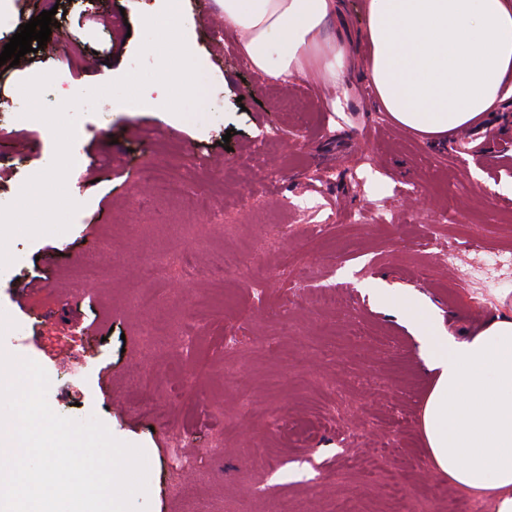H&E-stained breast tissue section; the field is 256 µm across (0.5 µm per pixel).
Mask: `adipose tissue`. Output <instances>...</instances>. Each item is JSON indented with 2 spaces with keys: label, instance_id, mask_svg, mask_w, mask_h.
<instances>
[{
  "label": "adipose tissue",
  "instance_id": "ef3b65f1",
  "mask_svg": "<svg viewBox=\"0 0 512 512\" xmlns=\"http://www.w3.org/2000/svg\"><path fill=\"white\" fill-rule=\"evenodd\" d=\"M240 50L272 81L335 84L351 38L327 43L342 0H219ZM366 77L390 121L431 141L500 121L512 102V0H363ZM405 321L431 374L420 428L432 468L483 512H512V318L460 341L421 301Z\"/></svg>",
  "mask_w": 512,
  "mask_h": 512
}]
</instances>
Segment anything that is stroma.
I'll return each mask as SVG.
<instances>
[{"instance_id": "35a3bbf8", "label": "stroma", "mask_w": 512, "mask_h": 512, "mask_svg": "<svg viewBox=\"0 0 512 512\" xmlns=\"http://www.w3.org/2000/svg\"><path fill=\"white\" fill-rule=\"evenodd\" d=\"M162 0H9L0 11V48L21 24L55 10L51 40L64 52L24 55L0 66V207L12 204L55 149L50 127L26 117L21 84L62 75L42 102L57 106L64 88H94L153 67L142 53L141 21ZM216 0H185L183 24L205 61L200 105L178 115L157 105L161 84H148L137 110L112 97L76 114L73 148L81 156L67 185L79 206L60 234L13 235L15 261L0 269V313L11 320L0 350L39 363L47 400L58 415L97 417L118 440L143 449L148 491L142 512H280L283 502L328 512L339 497L358 512H384L387 486L412 468L416 488L442 491L419 431L429 378L395 304H378L368 284L410 289L442 317L449 336L504 313L512 265L487 270L492 254L512 250V109L487 132L495 148L466 155V133L434 146L385 118L360 77L369 47L355 40L344 76L345 111L336 91L303 79L271 84L238 50V34H211ZM483 166H476V159ZM150 161L178 172L205 194L223 223L186 201L150 197L138 168ZM281 226L284 237L272 236ZM102 260L88 295L70 271ZM189 251L155 286L157 303L136 308L126 291L151 257ZM226 251L244 263L212 275ZM455 255L446 267L444 253ZM47 280L18 296L38 270ZM233 350H225V337ZM315 358L294 366L298 347ZM398 357L403 373L392 371ZM162 377L148 395L167 420L136 411L146 393L132 374ZM200 370L193 390L179 379ZM250 385L257 421L241 405L239 379ZM241 426L224 440L225 419Z\"/></svg>"}]
</instances>
